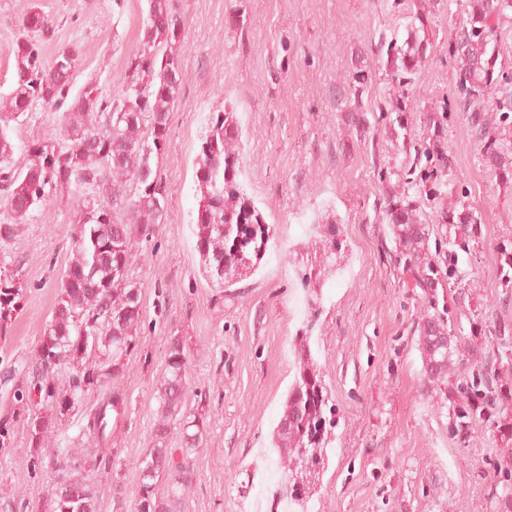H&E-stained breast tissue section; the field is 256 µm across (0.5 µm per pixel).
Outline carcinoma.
<instances>
[{
    "label": "carcinoma",
    "instance_id": "1",
    "mask_svg": "<svg viewBox=\"0 0 512 512\" xmlns=\"http://www.w3.org/2000/svg\"><path fill=\"white\" fill-rule=\"evenodd\" d=\"M436 2L409 0L406 37L378 40L379 48L386 49L389 80L401 88L414 82L428 59ZM459 4L464 20L448 41V54L457 64L455 96L452 103H443L441 112L448 113L451 106L471 113V130L487 167L511 183L512 74L498 66V59L505 27L512 25V0ZM147 5L141 46L114 94L103 95L92 85L74 90L78 48L62 46L46 58L45 44L54 30L35 5L8 47L14 80L8 93L0 95V202L9 220L0 221V244L13 240L21 221L51 193L71 187L83 191L72 258L57 278V298L43 326L36 356L43 377L35 388L40 401L61 413L78 406L86 392H103L87 422L97 447L79 459L56 458L57 481L48 512H97V490L87 473L106 453L111 422L124 412L125 396L110 384L136 350L144 318L141 286L130 277L132 249L153 236L167 207L153 158L169 144V117L182 81L177 45L184 21L177 0H147ZM35 103L61 113L63 138L30 141L18 163L10 124ZM377 109L388 122L396 153L404 155L400 165L382 175L385 182L396 177L397 184L384 198V210L410 287L420 289L424 298L415 328L424 384L442 385L452 395L448 430L460 443L468 442L479 424L492 422L507 449L500 466L502 481L494 484L492 495L500 512H512V387L507 386L512 358H480L469 372L457 374L454 321L437 307L438 289L457 288L466 279L462 259L479 244L480 222L448 158L412 138L409 98L391 97ZM367 113L357 104L345 114L348 125L365 140L374 128ZM240 134L236 113L212 111L197 154L195 250L203 276L222 289L256 271L273 236L240 183ZM412 189L440 205L437 221L446 225L444 238L430 242V225L422 221ZM312 230L325 237L328 251L336 252L338 225L314 224ZM326 272L328 268L315 264L299 270L303 289L315 286ZM500 279L503 287L512 288V248L500 250ZM22 297V288L13 280L0 279L1 323L10 321ZM469 336L473 347L482 346L489 336L509 347L512 325L475 321ZM297 358V375L272 432L271 447L281 456L283 475L270 512L283 505L307 509L336 427L335 404L306 344L300 345ZM157 392L159 416L136 464L137 512H182L183 496L193 481L191 455L202 442L207 411L202 402L188 406V356L181 336L169 338ZM52 428L48 417L31 419L32 446L41 445ZM163 477L168 490L161 493L156 485Z\"/></svg>",
    "mask_w": 512,
    "mask_h": 512
}]
</instances>
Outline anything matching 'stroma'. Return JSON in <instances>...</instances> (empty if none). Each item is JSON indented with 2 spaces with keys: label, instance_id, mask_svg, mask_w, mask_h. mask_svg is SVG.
I'll return each mask as SVG.
<instances>
[{
  "label": "stroma",
  "instance_id": "stroma-1",
  "mask_svg": "<svg viewBox=\"0 0 512 512\" xmlns=\"http://www.w3.org/2000/svg\"><path fill=\"white\" fill-rule=\"evenodd\" d=\"M52 24L57 46L78 44L75 88L96 80L117 89L137 51L146 0H0V92L14 78L7 50L30 6ZM185 29L178 46L182 86L171 114L170 145L157 159L169 204L151 240L133 249L130 275L142 288L139 346L114 385L126 411L112 428V455L92 471L98 512H136L135 463L151 438L168 339L186 341L191 388L207 400L206 433L191 460L184 512H267L281 478L271 433L296 376L294 338L313 320L310 344L336 403V437L309 502V512H500L490 493L500 441L482 425L467 445L448 431V396L424 387L410 328L422 292L406 285L381 208L380 167L401 163L385 125L363 141L336 109L339 83H361V103L391 93L375 46L404 36L405 8L394 0H179ZM463 19L456 0L432 17L436 48L407 86L409 99L440 107L455 94L448 39ZM229 109L241 121L242 183L273 224L275 237L258 269L219 291L200 273L193 221L198 197L195 158L206 117ZM59 117L33 106L16 125V150L54 138ZM441 145L481 224L482 243L467 266L456 305L462 332L476 317L512 322V289L502 288L499 248L512 242V186L482 159L467 112L449 113ZM81 193L50 196L0 247V272L25 290L17 315L0 325V512H45L57 456H84L96 441L87 414L101 400L85 394L58 416L32 450L30 409L13 393L38 375L35 354L55 300V281L72 256ZM336 223L342 271L307 305L297 279L314 253L308 227ZM43 459L40 469L31 453Z\"/></svg>",
  "mask_w": 512,
  "mask_h": 512
}]
</instances>
